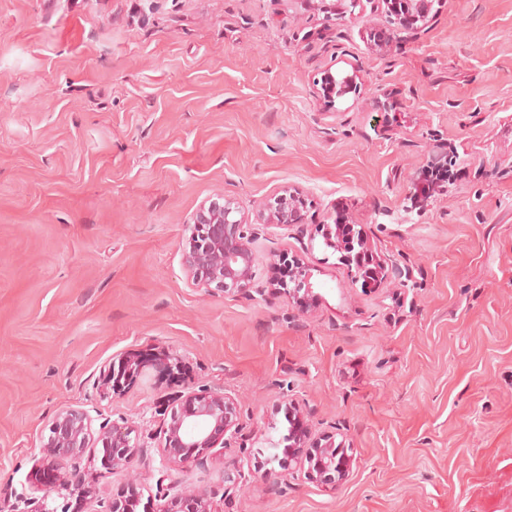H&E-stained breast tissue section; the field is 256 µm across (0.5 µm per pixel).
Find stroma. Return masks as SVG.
<instances>
[{"instance_id":"obj_1","label":"stroma","mask_w":512,"mask_h":512,"mask_svg":"<svg viewBox=\"0 0 512 512\" xmlns=\"http://www.w3.org/2000/svg\"><path fill=\"white\" fill-rule=\"evenodd\" d=\"M0 0V512H22L59 408L156 433L169 393L217 389L239 432L218 512H512V0H435L421 34L362 0ZM390 30L389 50L372 34ZM358 92L326 106L324 72ZM292 185L302 223L257 225L255 283L296 252L317 298L211 296L182 264L198 205ZM358 225L391 266L354 281L321 237ZM181 361L124 392V354ZM352 457L331 487L272 484L256 455L287 405ZM83 458L75 512L135 478Z\"/></svg>"}]
</instances>
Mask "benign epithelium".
I'll use <instances>...</instances> for the list:
<instances>
[{
    "label": "benign epithelium",
    "mask_w": 512,
    "mask_h": 512,
    "mask_svg": "<svg viewBox=\"0 0 512 512\" xmlns=\"http://www.w3.org/2000/svg\"><path fill=\"white\" fill-rule=\"evenodd\" d=\"M434 0H369L374 8L384 7L398 17L399 24L407 30H421L428 26ZM316 97L331 103L342 92V84L328 72L316 81ZM302 221V199L298 190L284 186L260 204L254 223L289 226ZM248 215L239 203L218 194L203 201L191 217L190 234L182 251L183 266L194 285L208 294L248 295L254 285L255 235L248 228ZM330 247L342 254L352 278L365 273L361 258L372 264L370 273L382 279L388 272L387 262L374 251L373 245L362 229L353 225L336 224L323 227ZM315 285L307 267L295 262L291 283L278 285L269 282V291L284 296L302 311L311 307ZM171 373L180 368L179 362L167 355L150 358L130 353L119 359L118 365L109 366L104 384L118 393L134 383L144 368ZM181 400V406L171 411L170 419L155 436L159 438L162 476L157 493L162 501L160 509L153 511L144 505L143 512H217L212 496L183 486L178 480L167 481L171 472L188 464L204 467L224 446V436L235 433L237 403L218 391H202L187 396H170ZM290 429L285 437L287 448L282 456L266 457L264 465L268 478L278 479L281 472L292 463L306 466L305 477L312 483L339 485L343 483L352 460L344 448L336 444V435L328 434L315 443L307 441V429L294 407H288ZM93 419L82 408L64 407L56 412L43 436L39 456L35 458L29 482L39 497H32L28 512H69L68 492L74 484L80 461L93 442L101 443L100 466L105 470H126L139 463L142 433L132 427L109 422L99 426L98 436H93ZM64 499L61 508L49 507L52 495ZM140 504L135 480L127 483L126 491L104 504L103 512H133Z\"/></svg>",
    "instance_id": "obj_1"
}]
</instances>
